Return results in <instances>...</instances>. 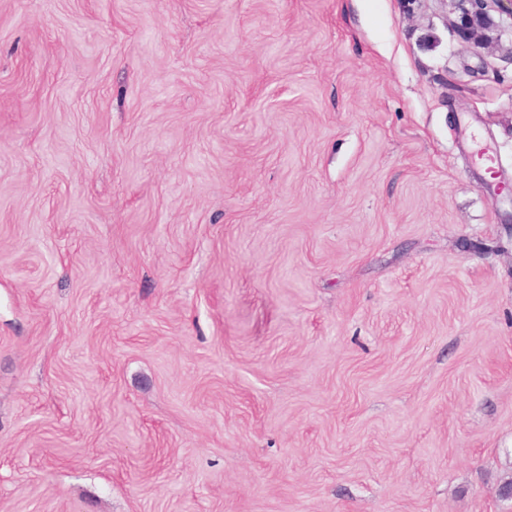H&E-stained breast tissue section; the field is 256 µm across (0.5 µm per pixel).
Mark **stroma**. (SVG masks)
Wrapping results in <instances>:
<instances>
[{"label": "stroma", "instance_id": "1", "mask_svg": "<svg viewBox=\"0 0 512 512\" xmlns=\"http://www.w3.org/2000/svg\"><path fill=\"white\" fill-rule=\"evenodd\" d=\"M451 0H0V512H512V33ZM451 2L455 12L459 13L460 24L457 28L464 40L479 43L481 41L477 36L478 32L496 27L490 14L492 10L509 16L512 33V0H451Z\"/></svg>", "mask_w": 512, "mask_h": 512}]
</instances>
